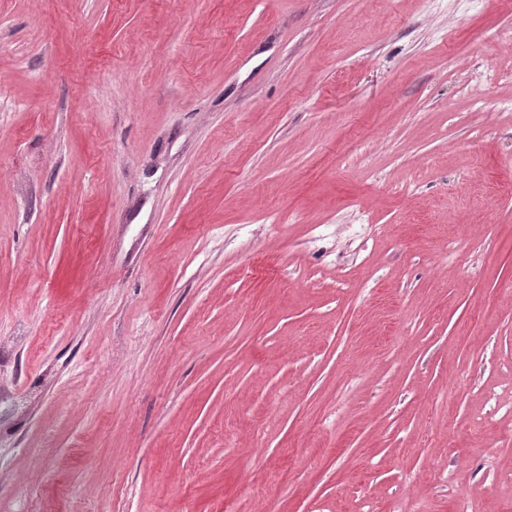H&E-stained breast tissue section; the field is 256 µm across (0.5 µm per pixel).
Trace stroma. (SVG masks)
<instances>
[{
    "instance_id": "obj_1",
    "label": "stroma",
    "mask_w": 512,
    "mask_h": 512,
    "mask_svg": "<svg viewBox=\"0 0 512 512\" xmlns=\"http://www.w3.org/2000/svg\"><path fill=\"white\" fill-rule=\"evenodd\" d=\"M509 32L0 0V512H512Z\"/></svg>"
}]
</instances>
